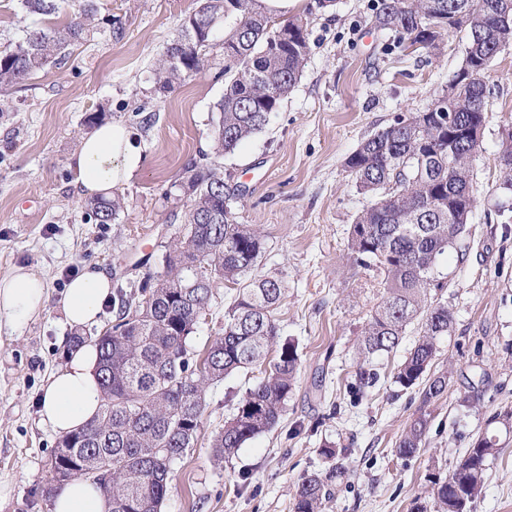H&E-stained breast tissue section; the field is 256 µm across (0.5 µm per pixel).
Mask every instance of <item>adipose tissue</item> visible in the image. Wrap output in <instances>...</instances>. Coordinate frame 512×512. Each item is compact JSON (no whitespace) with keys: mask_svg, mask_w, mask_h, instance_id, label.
<instances>
[{"mask_svg":"<svg viewBox=\"0 0 512 512\" xmlns=\"http://www.w3.org/2000/svg\"><path fill=\"white\" fill-rule=\"evenodd\" d=\"M142 154L136 137L124 124L110 122L84 136L70 165L77 173L82 194H104L128 182L141 168ZM112 295L105 271L85 269L73 279L63 299L66 323L73 328L95 322ZM46 289L31 269L15 268L0 279V329L17 330L46 308ZM67 362L45 384L40 401L42 421L55 433L79 429L99 411L101 393L97 379L98 351L85 343L68 351ZM53 512H108L106 498L92 481L76 478L55 495Z\"/></svg>","mask_w":512,"mask_h":512,"instance_id":"adipose-tissue-1","label":"adipose tissue"}]
</instances>
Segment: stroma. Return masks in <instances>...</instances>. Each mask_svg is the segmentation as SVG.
<instances>
[{
	"instance_id": "1",
	"label": "stroma",
	"mask_w": 512,
	"mask_h": 512,
	"mask_svg": "<svg viewBox=\"0 0 512 512\" xmlns=\"http://www.w3.org/2000/svg\"><path fill=\"white\" fill-rule=\"evenodd\" d=\"M378 0H339L323 11L302 0L310 55L302 76L268 127L234 154L213 150L217 104L224 95V45L213 41L206 70L166 94L153 69L196 0H97L100 24L62 64L0 91V278L14 268L37 271L44 312L16 331L0 332V512H51L47 476L58 435L40 417L41 388L66 358L61 339L97 336L115 321L74 331L62 310L66 274L92 266L113 284L136 286L161 271L164 247L184 224L189 199L181 182L191 164H218L224 185L239 189L235 220L260 229L264 250L256 275L278 279L281 339L298 347L301 367L287 410L269 431L248 440L224 466L211 460L210 436L230 418L255 382L243 369L211 386L196 447L174 463L163 512H292L302 478L344 468L321 512H412L433 502L467 448L486 432L500 438L471 512H512V432L494 415L512 411V203L497 162L501 130L512 119V47L490 64L485 127L474 162L477 208L463 239L465 256L448 252L438 297L453 315L440 337L432 373L448 387L423 402L420 387L402 388L393 374L413 347L418 324L396 351L374 362L375 385L357 390L358 338L380 300V276L355 270L350 228L372 199L357 192L347 157L399 116L424 110L462 62L463 34L446 36L435 53H403L397 37L375 30ZM56 17L27 14L19 0H0V48L28 27ZM120 122L142 151L140 171L116 192L124 207L109 224L90 219L69 166L94 125ZM235 292L217 283L190 343L203 349L224 328ZM427 414L419 454L398 458L406 425ZM338 450L321 455L324 445Z\"/></svg>"
}]
</instances>
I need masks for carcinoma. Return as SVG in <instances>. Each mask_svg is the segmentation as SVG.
<instances>
[{
	"instance_id": "carcinoma-1",
	"label": "carcinoma",
	"mask_w": 512,
	"mask_h": 512,
	"mask_svg": "<svg viewBox=\"0 0 512 512\" xmlns=\"http://www.w3.org/2000/svg\"><path fill=\"white\" fill-rule=\"evenodd\" d=\"M73 2L21 0V5L30 14L51 16ZM258 2L199 0L154 70L160 94L185 74L201 72L209 38L195 32L233 19L224 33V96L214 127L218 156L233 153L269 124L300 80L309 55L307 23L300 17L277 23ZM96 16L94 0H79L69 22L32 28L15 44L0 48V89L62 63L70 48L94 31ZM372 24L398 35L402 52H430L444 35L467 33L461 65L433 101L469 132L466 140L448 146V126L425 110L396 118L363 140L346 161L356 190L375 197L352 224L349 258L354 267L383 275L382 296L359 339L358 384L365 388L377 380L373 360L396 350L407 326L416 321L419 338L393 379L405 389L422 387L423 401L429 402L448 385L446 376L430 370L437 338L448 334L453 323L448 306L432 299L431 290L442 288L439 259L457 246L476 209L473 161L490 93L486 74L493 58L512 46V0H378ZM175 52L182 55L180 65L168 60ZM182 188L191 205L182 237L163 255V271L147 275L133 294H112L116 323L94 339L100 410L82 429L60 438L58 447L69 453H55L50 463V471L64 473L59 486L84 477L103 488L110 512H163L172 466L200 438L210 385L236 370L269 363L212 436V460L220 465L277 424L300 365L297 346L279 336L275 311L281 283L252 275L263 236L235 222L231 209L224 208V200L235 194H224L223 172L215 164L193 165L186 169ZM87 207L96 223L110 224L122 199L100 198ZM192 268L203 270L202 279H186ZM219 281L233 287L236 296L224 313L223 334L198 354L189 339ZM427 426L426 415L414 418L396 443V455L418 453ZM499 451L493 436L478 437L434 493L436 512H469ZM341 475L334 467L323 476L304 478L293 512H318Z\"/></svg>"
}]
</instances>
